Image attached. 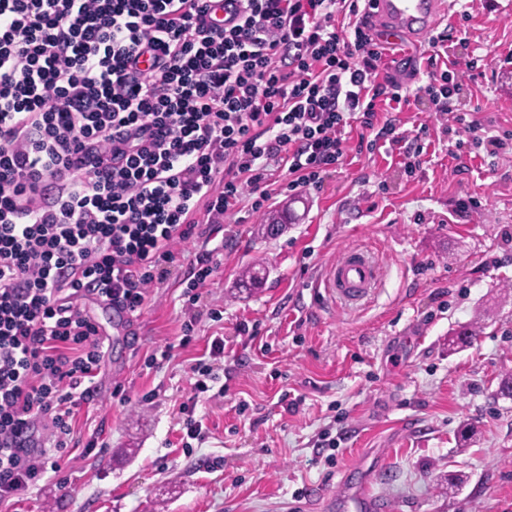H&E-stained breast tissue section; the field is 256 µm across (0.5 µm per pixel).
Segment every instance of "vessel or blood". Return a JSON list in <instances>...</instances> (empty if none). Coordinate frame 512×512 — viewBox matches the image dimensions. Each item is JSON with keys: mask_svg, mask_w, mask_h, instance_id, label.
<instances>
[{"mask_svg": "<svg viewBox=\"0 0 512 512\" xmlns=\"http://www.w3.org/2000/svg\"><path fill=\"white\" fill-rule=\"evenodd\" d=\"M453 6V0H373L370 20L381 41L418 43L437 30ZM311 209L312 200L304 192L290 195L284 207L291 224L304 223ZM382 276L383 266L375 255L350 249L327 266L313 293L346 307H358L370 298ZM375 479L372 472L356 479L341 477L336 489L337 512H388L373 488Z\"/></svg>", "mask_w": 512, "mask_h": 512, "instance_id": "b4317fda", "label": "vessel or blood"}]
</instances>
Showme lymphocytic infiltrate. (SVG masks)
I'll return each mask as SVG.
<instances>
[{"label": "lymphocytic infiltrate", "instance_id": "obj_1", "mask_svg": "<svg viewBox=\"0 0 512 512\" xmlns=\"http://www.w3.org/2000/svg\"><path fill=\"white\" fill-rule=\"evenodd\" d=\"M0 0V501L61 468L104 358L79 297L138 317L177 244L210 235L243 188L320 187L359 148L420 169L381 79L369 0ZM416 97L460 92L431 40ZM287 171L279 183L276 171Z\"/></svg>", "mask_w": 512, "mask_h": 512}]
</instances>
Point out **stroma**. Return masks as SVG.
<instances>
[{
    "label": "stroma",
    "instance_id": "obj_1",
    "mask_svg": "<svg viewBox=\"0 0 512 512\" xmlns=\"http://www.w3.org/2000/svg\"><path fill=\"white\" fill-rule=\"evenodd\" d=\"M451 22L449 54L478 60L452 112L512 131V0H458ZM388 73L412 98L400 119L430 143L415 175L387 148L349 149L307 223L270 231L286 195L257 213L243 195L210 238L219 264L194 307L197 240L178 246L133 330L81 299L109 348L95 399L61 470L0 512H316L308 492H332L362 456L383 470L391 512H512V397L499 392L512 377V144L453 160L448 120L415 97L422 59L396 55ZM352 246L384 267L374 296L314 307L326 265ZM254 267L267 277L251 287ZM461 327L470 345L449 350ZM215 336L224 358L199 393L191 366ZM190 401L205 440L187 448Z\"/></svg>",
    "mask_w": 512,
    "mask_h": 512
}]
</instances>
